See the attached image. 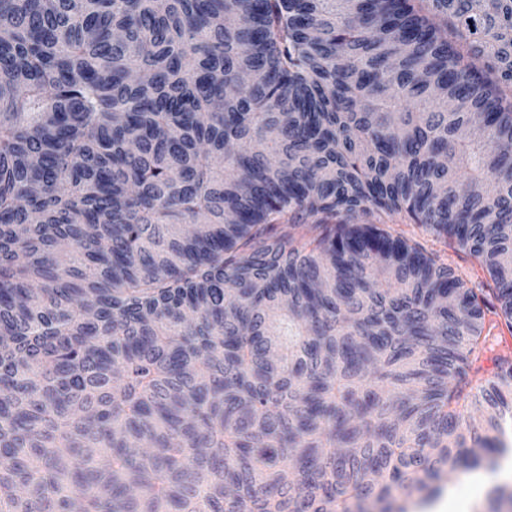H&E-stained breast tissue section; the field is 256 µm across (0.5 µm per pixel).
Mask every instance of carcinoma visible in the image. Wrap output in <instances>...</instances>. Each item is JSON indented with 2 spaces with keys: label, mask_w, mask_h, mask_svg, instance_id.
Returning a JSON list of instances; mask_svg holds the SVG:
<instances>
[{
  "label": "carcinoma",
  "mask_w": 512,
  "mask_h": 512,
  "mask_svg": "<svg viewBox=\"0 0 512 512\" xmlns=\"http://www.w3.org/2000/svg\"><path fill=\"white\" fill-rule=\"evenodd\" d=\"M501 315L512 0H0V512L423 491ZM373 222L380 228L392 233L402 230L408 238L422 243L428 250L434 249L439 251L441 261L454 268L456 273L465 280L470 281L468 283L470 287L485 288L486 293H489L487 288H494L488 274L482 272L468 251L460 248L454 241L448 240V245L433 241L432 236L423 233L421 229L412 224H406L409 221L399 216H389L382 213L378 215V219L373 218Z\"/></svg>",
  "instance_id": "cac0c4a2"
}]
</instances>
